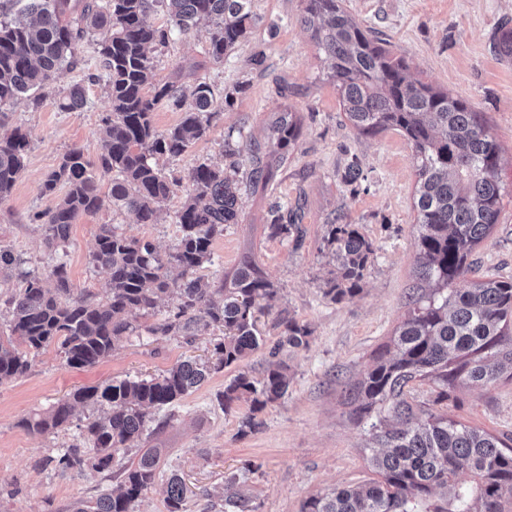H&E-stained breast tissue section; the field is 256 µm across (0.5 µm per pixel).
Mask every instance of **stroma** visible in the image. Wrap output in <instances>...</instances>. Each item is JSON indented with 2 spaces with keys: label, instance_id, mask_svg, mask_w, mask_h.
Wrapping results in <instances>:
<instances>
[{
  "label": "stroma",
  "instance_id": "stroma-1",
  "mask_svg": "<svg viewBox=\"0 0 512 512\" xmlns=\"http://www.w3.org/2000/svg\"><path fill=\"white\" fill-rule=\"evenodd\" d=\"M348 11L396 56L411 78L466 100L482 112L502 147L499 178L506 189L499 220L476 249L474 270L461 280L469 287L481 276L512 279V58L497 54L503 29H512V0H344ZM254 27L223 61L208 58L206 29L172 36L152 50L157 83L192 90L209 84L223 105L206 136L186 153L159 158L160 168L183 177L195 166H224V141L243 134L265 141L277 113L292 111L301 121L295 148L266 182L246 185L240 194L238 223L215 238L212 263L197 274L219 282L231 279L244 260H253L278 293L273 311L288 310L311 330L309 345L287 353V393L258 413L261 426L244 435L240 422L247 403L223 410L216 400L236 371L261 377L268 351L279 338L270 317L259 328L264 346L238 369L214 374L201 389L156 410V430L139 439L112 467L113 477L84 471L63 472L53 463L75 443L92 408L76 412L68 429L34 434L23 418L42 413L70 392L125 378L157 376L189 357H211L220 333L197 332L192 342L179 336H142L123 342L100 363L66 365L55 347L31 357L29 370L0 385V512H69L79 500L116 485L115 475L137 463L150 448L161 449L162 474L143 498L140 512H167L164 478L179 475L188 489L187 512H224V482L237 477L256 512H300L310 496L335 486H355L376 476L368 463L363 426L346 398L349 387L371 368L405 312L408 293L422 287L415 272L417 185L412 150L405 137L389 129L359 133L347 120L330 80L329 62L301 22L302 0H251ZM86 36L75 66L61 69L38 98L22 97L7 107L0 132L22 127L29 135L25 167L10 197L0 203V246L46 271L64 261L74 297L102 301L107 275L90 262L98 228L116 225L126 236L152 242L161 251L175 248L180 236L176 215L185 198L177 190L155 224L134 223L104 206L79 215L68 244L49 250L36 212L58 198L42 192L45 176L63 155L81 150L91 161L102 153V120L111 111L105 78L100 77L97 42ZM81 86L82 109L59 104L72 86ZM358 160L363 180L348 184L347 167ZM300 206L301 247L270 234L274 202ZM358 226L375 254L361 291L336 303L325 296L334 268L327 245L336 217ZM448 415L504 439L512 438V380L487 388L464 387L449 400Z\"/></svg>",
  "mask_w": 512,
  "mask_h": 512
}]
</instances>
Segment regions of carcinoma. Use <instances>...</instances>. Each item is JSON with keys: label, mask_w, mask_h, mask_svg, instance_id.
<instances>
[{"label": "carcinoma", "mask_w": 512, "mask_h": 512, "mask_svg": "<svg viewBox=\"0 0 512 512\" xmlns=\"http://www.w3.org/2000/svg\"><path fill=\"white\" fill-rule=\"evenodd\" d=\"M250 0H28L23 16L0 20L1 108L22 94L44 88L62 67L76 63L78 45L92 31L103 30L99 61L107 81L112 112L105 118V152L95 164L73 149L45 177L42 193L60 187L64 198L36 216L48 247L65 245L77 215L93 214L105 202L138 224H154L157 207L169 199L181 180L168 176L156 156L176 157L203 138L218 116L210 85L200 83L185 103L180 87L152 85V46H163L172 31L187 34L201 22L213 26L208 53L216 61L239 45L255 24ZM302 23L314 30L319 49L330 61L343 110L354 128L365 134L394 129L406 137L417 175L416 266L430 291L408 296L404 320L380 352L376 364L349 390L359 420L376 450L370 458L381 479L356 487H337L311 496L302 512H512V446L499 437L465 425L435 409L451 399L461 384L487 387L512 379V281L488 279L470 288L457 287L469 273L477 246L498 224L504 188L498 171L502 149L481 113L462 99L416 82L407 64L391 56L350 12L343 0H304ZM159 3L171 27L147 23ZM182 111L180 121L156 131L153 113L162 101ZM271 154L283 160L299 136L298 120L283 112L272 123ZM27 134L15 128L0 137V203L23 170ZM231 152L239 157L230 168L201 163L188 174L189 188L177 214L181 236L174 251L162 254L149 241L129 238L115 225L102 224L91 263L107 271L109 296L104 302L71 299L66 264L50 266L45 277L25 268V261L0 247V278L16 277L19 291L5 300L11 336L0 338V384L24 375L28 354L55 344L70 367L94 366L132 336H185L201 327L223 337L206 361L185 360L159 376L114 380L82 387L49 411L20 425L34 433L54 432L71 424L79 406L101 413L85 424L82 444L59 456L65 470L98 473L111 470L116 456L140 438L153 422L152 410L171 405L209 377L244 360L263 345L257 322L269 313L262 301L277 289L251 261L230 283L216 285L196 272L212 262L211 246L224 225L239 223V172L251 163L249 179L268 178L262 145L238 136ZM112 175L108 197L98 175ZM274 235L300 240L301 228L285 224L283 206L271 207ZM328 243L337 269L327 280L325 296L335 303L360 292L374 245L354 224L332 223ZM177 293L168 314L141 329L130 319L135 310L154 314ZM279 339L270 348L275 359L259 379L240 372L216 395L224 410L250 403L242 427H260L256 413L283 397L289 386L286 348H305L311 331L287 310L274 318ZM427 381L435 387L432 405L408 401L409 384ZM161 449L150 448L136 465L121 471L110 492L77 501L71 512H138L143 496L158 477ZM187 489L176 474L166 481L167 512H186ZM224 512H255L252 500L226 480Z\"/></svg>", "instance_id": "cac0c4a2"}]
</instances>
